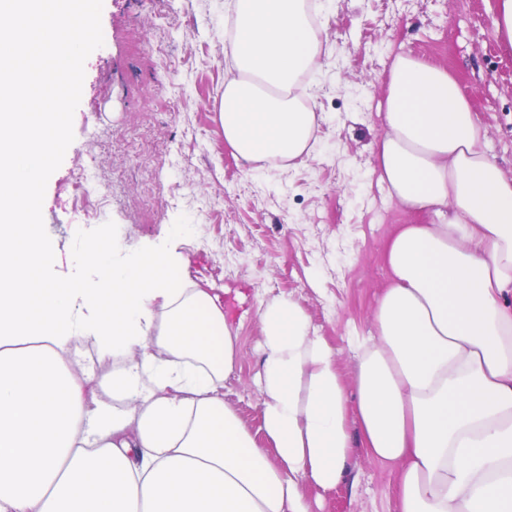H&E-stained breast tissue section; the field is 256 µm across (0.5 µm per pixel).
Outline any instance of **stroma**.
I'll return each mask as SVG.
<instances>
[{"label":"stroma","mask_w":512,"mask_h":512,"mask_svg":"<svg viewBox=\"0 0 512 512\" xmlns=\"http://www.w3.org/2000/svg\"><path fill=\"white\" fill-rule=\"evenodd\" d=\"M493 4L314 0L324 40L309 76L321 116L317 152L252 171L232 156L218 120L228 0H96L78 89L59 116L66 137L35 189L37 231L56 256L47 277L95 287L90 239L122 264L181 253L191 278L223 287L240 317L242 355L224 399L251 429L260 425L258 298H299L352 382L349 339L371 329L387 235L411 221L372 173L378 78L399 52L446 68L486 128L487 150L512 175V56L497 41ZM82 166L98 212L89 224L71 196ZM395 480L393 469L358 456L349 484L325 495L322 512H396Z\"/></svg>","instance_id":"35a3bbf8"}]
</instances>
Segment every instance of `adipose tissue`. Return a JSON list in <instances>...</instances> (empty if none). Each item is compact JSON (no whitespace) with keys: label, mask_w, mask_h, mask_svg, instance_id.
Wrapping results in <instances>:
<instances>
[{"label":"adipose tissue","mask_w":512,"mask_h":512,"mask_svg":"<svg viewBox=\"0 0 512 512\" xmlns=\"http://www.w3.org/2000/svg\"><path fill=\"white\" fill-rule=\"evenodd\" d=\"M58 0H0V512H315L357 453L395 469L397 512H512V178L458 81L400 53L372 171L418 222L394 225L354 385L301 301H257L261 433L224 401L238 330L173 252L132 265L88 245L100 286L48 283L30 187L70 94L81 29ZM219 120L248 168L315 149L310 0H232ZM50 71L30 60L54 41ZM111 366L98 381L75 351Z\"/></svg>","instance_id":"1"}]
</instances>
